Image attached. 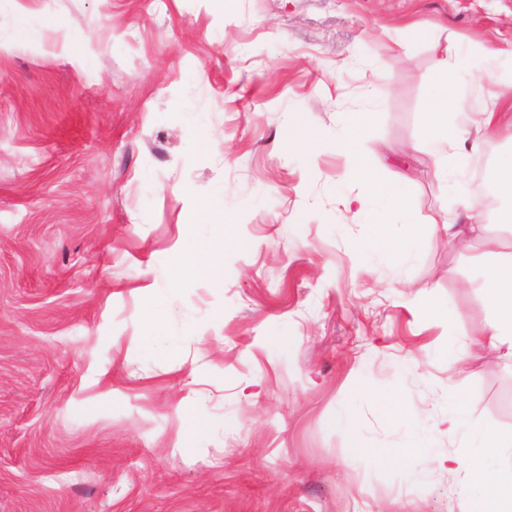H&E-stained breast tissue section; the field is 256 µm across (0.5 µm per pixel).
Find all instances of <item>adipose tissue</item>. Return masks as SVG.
<instances>
[{
	"label": "adipose tissue",
	"instance_id": "ef3b65f1",
	"mask_svg": "<svg viewBox=\"0 0 512 512\" xmlns=\"http://www.w3.org/2000/svg\"><path fill=\"white\" fill-rule=\"evenodd\" d=\"M460 93V87L448 74L447 65H439L428 90L423 124L428 141L438 155L441 172L446 176L464 169L472 153L468 130L456 123L449 110ZM367 119V113H354L349 133L336 141L337 151L349 160L350 176L363 189L355 201L362 205L367 199H380L385 207L399 213L405 224L414 225L406 183L383 181L377 169L366 161L360 138ZM488 258L490 268L483 290L492 316L476 346L512 358V245L495 243ZM177 274L220 282L221 259L208 241H197L178 265ZM507 449H512V430L480 429L471 435L468 453L449 457L450 468L465 475L462 494L467 503L466 512H512V473L490 469L487 464L489 457Z\"/></svg>",
	"mask_w": 512,
	"mask_h": 512
}]
</instances>
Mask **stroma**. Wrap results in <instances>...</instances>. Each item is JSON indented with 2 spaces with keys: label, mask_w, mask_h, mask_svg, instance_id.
<instances>
[{
  "label": "stroma",
  "mask_w": 512,
  "mask_h": 512,
  "mask_svg": "<svg viewBox=\"0 0 512 512\" xmlns=\"http://www.w3.org/2000/svg\"><path fill=\"white\" fill-rule=\"evenodd\" d=\"M21 6L41 40L16 38ZM441 63L458 122L493 104L502 126L460 179L421 123ZM511 81L512 0H0V512H463L445 461L512 428V360L472 344L482 245L427 220L464 223L476 186L512 239L492 182ZM352 112L383 178L410 181L403 256L365 247L381 201L347 205ZM299 124L323 134L311 155ZM203 201L224 223H196ZM196 237L223 250L220 283L176 277ZM158 294L174 357L142 342ZM187 398L209 423L189 454Z\"/></svg>",
  "instance_id": "obj_1"
}]
</instances>
